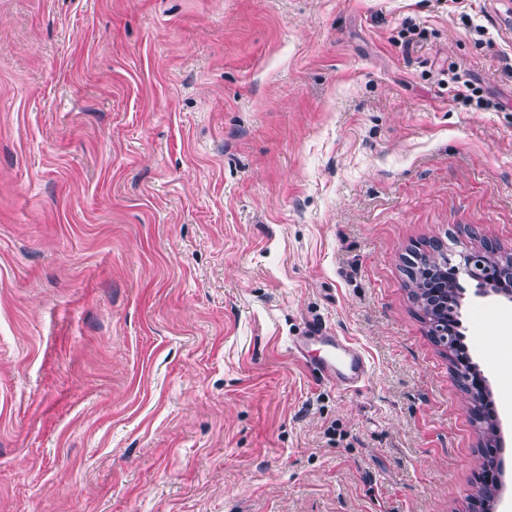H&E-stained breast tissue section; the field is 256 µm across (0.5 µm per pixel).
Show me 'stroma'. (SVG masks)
Instances as JSON below:
<instances>
[{
    "instance_id": "1",
    "label": "stroma",
    "mask_w": 512,
    "mask_h": 512,
    "mask_svg": "<svg viewBox=\"0 0 512 512\" xmlns=\"http://www.w3.org/2000/svg\"><path fill=\"white\" fill-rule=\"evenodd\" d=\"M476 3L494 39L440 0H0V512H470L402 267L512 249V0ZM458 280L497 402L512 301ZM313 324L362 390L291 354ZM451 77L449 78L456 86V94L455 97L462 102H471L474 97L477 98V104L481 105L484 109H499L501 106L498 102H494L490 98H484L483 96H478L479 88L475 86V83L468 78V75L465 73H459L452 69L450 71ZM317 342L326 347L325 356L319 363L326 377L342 386L352 387L365 383L369 374L366 358L360 349L344 336H336L314 328L300 341L296 338L290 348L299 358L304 347Z\"/></svg>"
}]
</instances>
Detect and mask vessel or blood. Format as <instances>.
<instances>
[{
    "instance_id": "1",
    "label": "vessel or blood",
    "mask_w": 512,
    "mask_h": 512,
    "mask_svg": "<svg viewBox=\"0 0 512 512\" xmlns=\"http://www.w3.org/2000/svg\"><path fill=\"white\" fill-rule=\"evenodd\" d=\"M317 342L326 347V353L320 361L326 377L342 386H354L367 380L369 367L363 353L345 337L315 328L310 330L308 336L293 341L291 349L297 354L304 347Z\"/></svg>"
}]
</instances>
